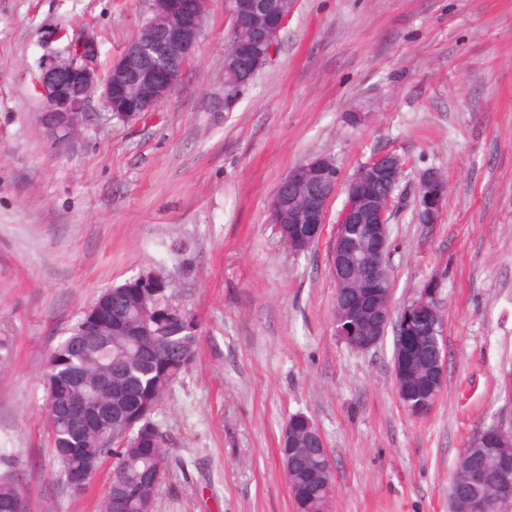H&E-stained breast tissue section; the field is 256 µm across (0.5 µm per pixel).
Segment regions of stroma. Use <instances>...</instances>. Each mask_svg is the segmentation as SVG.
I'll list each match as a JSON object with an SVG mask.
<instances>
[{"mask_svg": "<svg viewBox=\"0 0 512 512\" xmlns=\"http://www.w3.org/2000/svg\"><path fill=\"white\" fill-rule=\"evenodd\" d=\"M152 4L0 0V455L21 463L28 512H99L112 463L72 496L43 373L105 290L148 271L200 336L155 415L187 464L167 471L156 512H296L278 438L297 413L333 460L330 512H449L461 449L512 419V0H295L271 59L227 109L231 20L209 0L156 111L123 122L92 99L75 142L54 148L39 123L43 66L91 30L106 72ZM381 152L408 164L393 304L441 283L446 383L421 417L397 396L393 336L362 353L333 332L332 226L298 255L269 222L296 165L327 157L346 181ZM428 169L448 193L437 223L420 224Z\"/></svg>", "mask_w": 512, "mask_h": 512, "instance_id": "35a3bbf8", "label": "stroma"}]
</instances>
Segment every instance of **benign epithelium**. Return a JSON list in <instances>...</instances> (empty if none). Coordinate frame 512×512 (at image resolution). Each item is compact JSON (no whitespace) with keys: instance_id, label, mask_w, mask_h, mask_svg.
I'll return each mask as SVG.
<instances>
[{"instance_id":"7a95c632","label":"benign epithelium","mask_w":512,"mask_h":512,"mask_svg":"<svg viewBox=\"0 0 512 512\" xmlns=\"http://www.w3.org/2000/svg\"><path fill=\"white\" fill-rule=\"evenodd\" d=\"M228 13L235 27L264 31L268 49L257 53L246 44H235L224 55V108L228 109L256 72L270 59L277 38L288 14H283L279 24L268 19L267 5H259L248 13H239L235 0H227ZM153 29L140 30L130 41L122 57L115 61L105 76L96 68L97 38L85 32L77 37V52L69 53L47 66L40 78L39 91L44 103L40 119L51 144L64 148L73 143L78 132L79 118L89 101L99 96L103 107L112 112H149L165 102L183 69L176 66L187 62L194 52L203 26V14H188L175 0H153ZM123 77V82L112 79L113 74ZM403 159L385 152L372 156L364 163L346 187V200L336 216L333 247L331 249V274L336 293L348 285L354 273L381 272L385 269L390 253L389 224L399 208L401 186L405 175ZM285 184L302 191L299 203L288 210L290 224H326L329 205L336 195L338 175L332 160L325 157L308 159L294 168L284 178ZM447 194V183L436 170L425 171L417 184V205L425 208L431 223H436ZM351 224L372 225L367 247L359 251L348 241ZM438 297L434 287L421 296L416 304H406L399 310L392 306L393 296L376 310L373 327L377 336L387 335L389 327L426 312L433 314L431 301ZM70 409L84 410L95 418L99 434L112 439V412L101 400L79 399ZM512 436V421L505 425L494 423L476 431L469 444L472 447L491 445ZM488 496L499 508L512 503V465L504 471Z\"/></svg>"}]
</instances>
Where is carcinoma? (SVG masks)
Instances as JSON below:
<instances>
[{
    "label": "carcinoma",
    "mask_w": 512,
    "mask_h": 512,
    "mask_svg": "<svg viewBox=\"0 0 512 512\" xmlns=\"http://www.w3.org/2000/svg\"><path fill=\"white\" fill-rule=\"evenodd\" d=\"M322 228L317 224H281L277 234L283 242L314 245ZM153 274L129 279L111 288L112 319L101 321L96 333L88 324L98 300L77 321L48 360L45 374L53 380L55 399L48 406L51 442L62 477L81 478L86 489L90 477L83 473L90 458L112 459V481L104 490L100 512H139L155 502L166 471L181 460L172 458L171 439L154 420V414L172 385L187 372L198 351L199 334L194 318L174 305L168 294L152 296ZM391 282L388 272L373 279L355 275L346 297L335 300L331 324L340 340L352 348H365L374 341L369 316L384 300L382 284ZM400 351L393 364L405 371L397 390L404 407L413 415L434 397L433 357L435 337L428 335L427 321L402 332ZM112 372V382L103 400L112 407L110 443L83 417L69 414L68 406L79 396L96 389L98 377ZM279 455L285 465L288 487L297 492V512H329L336 488L334 467L312 429L288 421L279 438ZM512 458V444L472 448L457 467L469 468L490 478L504 457ZM25 485L11 475H0V512H26ZM481 488L449 485L453 512H467L470 500Z\"/></svg>",
    "instance_id": "1"
}]
</instances>
